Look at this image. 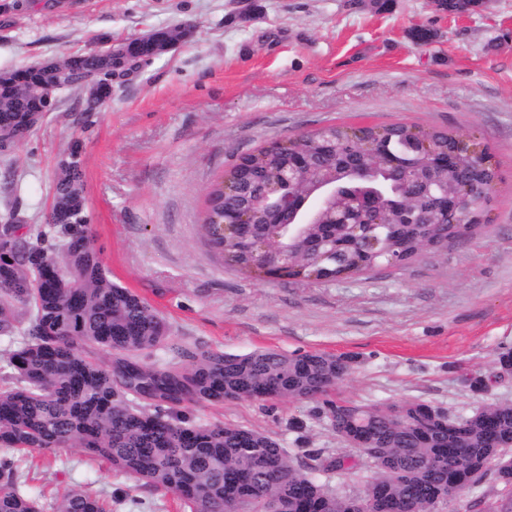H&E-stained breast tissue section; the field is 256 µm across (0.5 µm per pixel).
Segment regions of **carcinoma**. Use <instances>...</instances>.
Returning a JSON list of instances; mask_svg holds the SVG:
<instances>
[{"mask_svg":"<svg viewBox=\"0 0 512 512\" xmlns=\"http://www.w3.org/2000/svg\"><path fill=\"white\" fill-rule=\"evenodd\" d=\"M23 96L0 101V124H18ZM383 130L382 153L401 160L409 173L444 154L456 135L433 128L413 130L391 124ZM429 138L424 155L415 139ZM355 129L330 127L304 134L294 146L331 163L350 162ZM490 155L466 161L461 174L479 184L497 176L484 167ZM246 163L270 178L281 161L265 147ZM224 181L208 189L200 229L211 251L228 265L237 244L224 241L214 218H224ZM382 207L402 205L399 190L383 180L373 184ZM53 199L79 213L76 224L50 220L29 227L0 246V336H24L8 353L12 382L0 387V512H40L38 499L20 485L14 453L57 454L81 448L112 470L156 489L173 493L190 512H436L457 499L455 485L477 484L483 465L496 462L505 490L485 495V512H512V403H492L467 416L425 422L422 402L343 403L329 398L336 383L351 373L349 358L321 352L303 354L258 350L230 354L185 352L187 361L157 369L144 361L147 351L171 342L169 328L145 301L108 276L96 248L87 214L83 173L60 169ZM340 215L348 227L317 228L335 237L327 258L317 264L303 255L285 268L284 277L309 279L318 270L324 281L358 275L390 265L414 241L426 246L410 254L437 252L458 239L442 213L438 223L372 224L365 205L351 200ZM95 346L113 357L105 363L87 355ZM150 402L146 409L134 400ZM313 400L345 445L371 442L367 457L373 476L357 494L327 492L313 477L317 471H344L341 461L318 464L303 472L291 465L280 443L264 433L198 424L176 410L188 403L224 401ZM56 512H107L96 495L75 487Z\"/></svg>","mask_w":512,"mask_h":512,"instance_id":"obj_1","label":"carcinoma"}]
</instances>
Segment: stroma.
Returning a JSON list of instances; mask_svg holds the SVG:
<instances>
[{"label":"stroma","mask_w":512,"mask_h":512,"mask_svg":"<svg viewBox=\"0 0 512 512\" xmlns=\"http://www.w3.org/2000/svg\"><path fill=\"white\" fill-rule=\"evenodd\" d=\"M0 71L190 24L193 35L112 83L101 107L66 90L0 155V211L41 224L59 163L81 146L95 244L112 281L190 350L345 355L332 391L346 402L421 401L468 415L512 402L495 355L512 347V0L471 14L430 0H7ZM429 40L415 37L417 30ZM405 124L488 146L500 180L473 232L408 265L341 281L270 280L213 256L199 233L207 188L241 156L327 126ZM278 440L293 465L344 446L313 402L183 404ZM24 487L55 512L53 490L82 486L109 512H188L172 494L80 449L30 455Z\"/></svg>","instance_id":"35a3bbf8"}]
</instances>
